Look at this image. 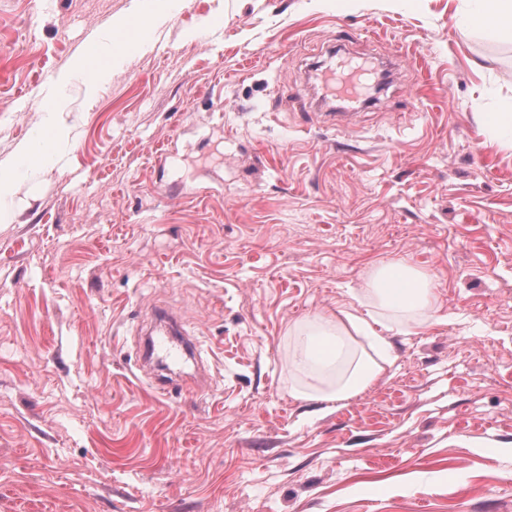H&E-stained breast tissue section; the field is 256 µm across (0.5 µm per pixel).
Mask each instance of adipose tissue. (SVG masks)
<instances>
[{"instance_id": "1", "label": "adipose tissue", "mask_w": 512, "mask_h": 512, "mask_svg": "<svg viewBox=\"0 0 512 512\" xmlns=\"http://www.w3.org/2000/svg\"><path fill=\"white\" fill-rule=\"evenodd\" d=\"M65 131L56 113L22 144L16 159L0 162V200L16 191L19 160L31 170L54 162L52 144ZM366 286L387 316L408 324L416 312L431 313L437 301L431 273L397 262L375 267ZM293 361L300 374L291 394L299 400L316 399L328 404L349 400L369 388L382 374L389 343L356 315L339 312L319 315L290 328Z\"/></svg>"}]
</instances>
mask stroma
Segmentation results:
<instances>
[{"label":"stroma","mask_w":512,"mask_h":512,"mask_svg":"<svg viewBox=\"0 0 512 512\" xmlns=\"http://www.w3.org/2000/svg\"><path fill=\"white\" fill-rule=\"evenodd\" d=\"M145 6L0 0V161L42 91L77 132L4 203L0 512H512V138L484 119L512 32L458 0H162L142 48L113 24ZM95 42L121 52L76 67ZM338 44L392 72L344 131L309 78ZM397 259L437 312L386 321L365 393L293 398L289 327L367 316ZM157 307L199 355L139 364Z\"/></svg>","instance_id":"1"}]
</instances>
